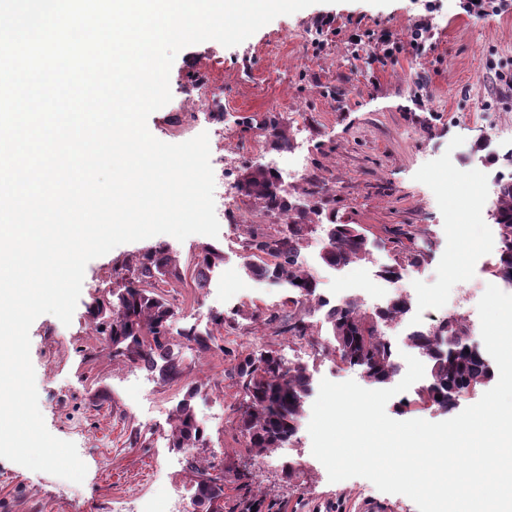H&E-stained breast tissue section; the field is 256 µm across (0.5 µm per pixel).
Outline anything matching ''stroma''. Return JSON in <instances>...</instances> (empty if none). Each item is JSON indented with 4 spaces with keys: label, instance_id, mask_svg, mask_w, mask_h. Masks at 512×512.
I'll use <instances>...</instances> for the list:
<instances>
[{
    "label": "stroma",
    "instance_id": "1",
    "mask_svg": "<svg viewBox=\"0 0 512 512\" xmlns=\"http://www.w3.org/2000/svg\"><path fill=\"white\" fill-rule=\"evenodd\" d=\"M335 18L317 31L318 16ZM429 23L423 44L410 43L416 25ZM390 33L402 46L393 59L376 42L355 44L363 32ZM512 74V9L477 18L460 0H320L281 15L238 46L208 40L182 49L170 72L171 101L147 121L150 133L182 143L223 128V154L233 181L265 168L266 157H301L303 175L279 185L295 209L318 200L337 223L357 224L368 243L364 260L328 266V226L312 224L299 255L318 276L319 298L346 291L361 312L374 314L382 270L411 275V291L428 313L422 323L436 329L478 312L459 306L468 288L494 284L512 294V283L480 266L481 256L501 245L502 228L485 202L476 223L456 226L448 216L442 180L457 173L493 179L512 153V87L498 80ZM212 87L208 109H186L197 80ZM275 113L288 142L262 135ZM242 222L221 224L217 237L177 240L157 235L117 246L91 260L70 325L45 314L30 328L39 408L54 436L74 442L87 466L76 484L0 458V512H139L142 503L178 490L181 512H196V468L224 485V512H418L406 496L379 491L362 477L330 482L312 454L307 428L283 447L255 454L241 430L244 402L234 371L239 355L273 351L290 366L305 367L309 399L321 380L356 381L371 388L362 367L335 364L323 347L332 341L326 308L307 305L309 336L277 333L270 316H286L294 292L286 282L252 276L247 242L254 225L283 232L276 213L261 199L243 197ZM216 252L205 287L197 285L204 247ZM160 251L176 264L180 280H157L156 292L172 305L171 351L180 374L170 379L163 360L133 363L114 354L99 331L106 313L95 301L122 293L137 277L143 257ZM417 251L421 262L409 266ZM207 337L208 348L189 341ZM189 404L204 436L192 449L174 447L171 431L181 404ZM248 481H241V472Z\"/></svg>",
    "mask_w": 512,
    "mask_h": 512
}]
</instances>
